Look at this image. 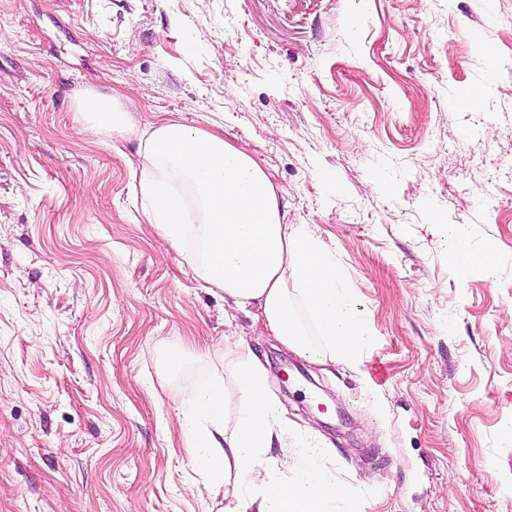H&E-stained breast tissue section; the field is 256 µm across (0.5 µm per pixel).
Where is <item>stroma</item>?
Instances as JSON below:
<instances>
[{
    "instance_id": "1",
    "label": "stroma",
    "mask_w": 512,
    "mask_h": 512,
    "mask_svg": "<svg viewBox=\"0 0 512 512\" xmlns=\"http://www.w3.org/2000/svg\"><path fill=\"white\" fill-rule=\"evenodd\" d=\"M87 94L134 133L80 135ZM165 120L256 157L336 257L358 366L225 321L146 222ZM449 224L490 264L457 273ZM510 345L512 0H0V512H222L175 406L218 374L235 415L253 356L364 512H512Z\"/></svg>"
}]
</instances>
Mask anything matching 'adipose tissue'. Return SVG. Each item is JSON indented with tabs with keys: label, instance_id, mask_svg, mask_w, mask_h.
Masks as SVG:
<instances>
[{
	"label": "adipose tissue",
	"instance_id": "1",
	"mask_svg": "<svg viewBox=\"0 0 512 512\" xmlns=\"http://www.w3.org/2000/svg\"><path fill=\"white\" fill-rule=\"evenodd\" d=\"M85 132L132 126L116 99L87 97ZM147 172L140 181L144 215L172 247L191 246L196 279L223 291L232 310L259 306L284 346L313 363L327 357L358 364L375 342L344 272L305 224L281 219L277 189L258 161L218 133L177 121L142 132ZM453 266L466 272L490 263L488 248L473 249L464 225L447 229ZM242 408L224 412V381L182 393L176 411L189 461L207 486L224 494V512H360L356 492L341 485L327 450L309 435L295 441L291 465L269 464L288 420L258 359L235 373Z\"/></svg>",
	"mask_w": 512,
	"mask_h": 512
}]
</instances>
